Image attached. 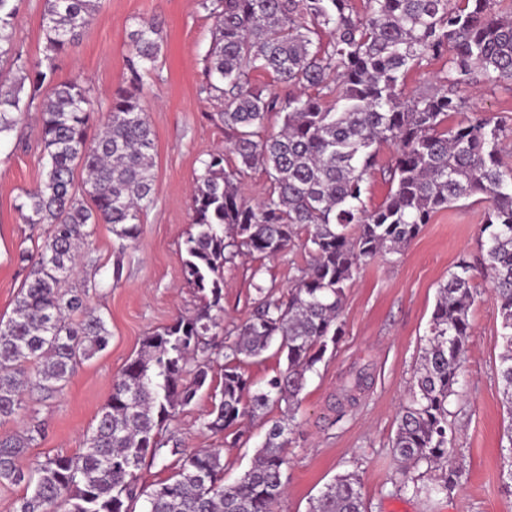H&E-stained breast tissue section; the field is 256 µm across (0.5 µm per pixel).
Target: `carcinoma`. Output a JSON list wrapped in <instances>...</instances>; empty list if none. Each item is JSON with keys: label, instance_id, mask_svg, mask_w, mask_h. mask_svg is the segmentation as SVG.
Masks as SVG:
<instances>
[{"label": "carcinoma", "instance_id": "cac0c4a2", "mask_svg": "<svg viewBox=\"0 0 512 512\" xmlns=\"http://www.w3.org/2000/svg\"><path fill=\"white\" fill-rule=\"evenodd\" d=\"M20 0H0V59L19 74L0 85V134L15 130L38 105L46 163L41 182L17 205L26 224H48L34 250H20L26 281L12 315L0 320V422L28 409L32 398L63 392L77 367L104 351L111 333L72 280L81 248L97 224L121 241L141 231L140 214L153 201L154 132L143 107V74L162 49L159 26L141 21L128 34L125 75L113 89L104 121L91 131L94 104L79 74L56 80V59L77 41L100 0H43V57L32 61L14 41ZM201 0L214 20L207 55L211 117L224 125L237 159L209 155L192 193L196 232L185 241L183 274L199 294L191 315H178L143 338L113 381L83 451L20 461L45 433L34 421L0 434V484L23 487L13 512H273L285 493L288 434L308 374L343 334L345 290L361 265L395 255L432 215L462 199L488 203L481 256L459 257L441 282L409 397L402 406L394 454L405 470L433 466L454 451L449 398L457 395L477 296L474 271L491 284L501 317L504 351L497 376L512 411V168L501 157L502 126L475 113L454 124L463 92L478 85L512 88V13L496 0ZM445 59L437 83L400 98L406 73ZM299 88L280 96L250 82L248 71ZM51 94L39 99L44 84ZM276 115L282 127L267 132ZM395 146L384 170L386 199L368 208L362 199L380 148ZM260 167L270 186L256 204L241 185ZM85 174L75 184V171ZM310 262L298 269L288 297L263 284L251 315L222 331L224 264L242 252L271 258L293 245L298 227ZM224 335V346L214 344ZM286 355L285 370L261 388L242 371L246 358L272 346ZM224 360L221 389L201 427L214 433L239 427L285 405L251 467L224 482L220 448L185 453L160 429L212 387L213 364ZM179 456L167 479L147 491L137 471L145 463ZM458 480L416 482L397 489L414 496L448 495ZM308 512H366L358 476H337L310 502Z\"/></svg>", "mask_w": 512, "mask_h": 512}]
</instances>
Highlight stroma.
<instances>
[{"label": "stroma", "instance_id": "35a3bbf8", "mask_svg": "<svg viewBox=\"0 0 512 512\" xmlns=\"http://www.w3.org/2000/svg\"><path fill=\"white\" fill-rule=\"evenodd\" d=\"M43 0H21L15 42L31 59L42 55L40 17ZM142 20L160 24L161 54L144 77V104L155 135L153 202L140 216L136 241L119 244L110 225L100 224L83 249L84 270L97 288L89 304L100 311L112 334L108 348L82 363L61 395L36 403L35 417L45 434L28 448L24 460L77 453L107 401L112 382L145 336L175 316L192 314L199 296L185 281L184 242L192 232L191 192L210 153L224 154L229 137L208 117L213 107L206 84L205 55L213 22L198 0H101L78 41L58 60V78L81 75L94 107L105 113L109 97L124 75L128 34ZM469 110L501 120L503 159L512 165V90L477 86L467 91ZM39 126L28 118L0 137V317H9L28 268L21 249H34L47 226L24 224L17 210L22 190L42 178ZM487 209L479 197L436 212L419 235L394 256L363 265L346 290L344 334L311 374L301 395L296 427L290 434L288 490L276 512H308L310 501L337 475L356 472L367 512H512V455L504 430L512 417L502 404L496 369L503 352L501 318L488 280L476 278L478 296L469 319L472 334L460 393L451 397L449 419L457 432V451L447 463L428 471L436 479L452 470L463 473L447 496L427 498L398 491L399 463L391 440L405 401L440 282L461 255H477ZM299 229L294 246L271 259L239 257L224 266V316L230 329L251 314L255 283L276 295L287 294L309 255ZM366 368L369 379L356 401L343 402L350 374ZM209 398L169 420L163 437L180 440L185 451L219 448L224 479L236 480L251 464L266 430L281 416L272 409L254 419L249 436L232 441L203 430L200 419Z\"/></svg>", "mask_w": 512, "mask_h": 512}]
</instances>
